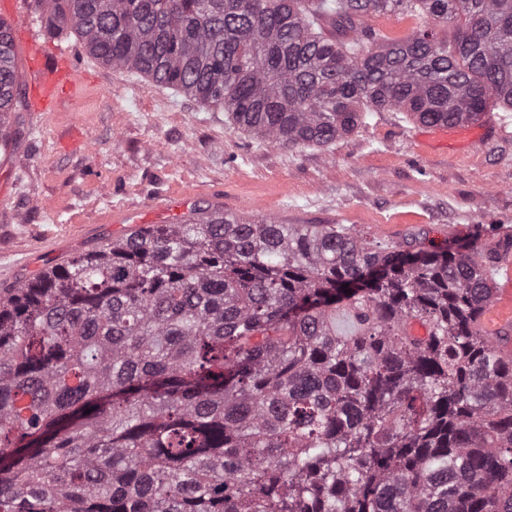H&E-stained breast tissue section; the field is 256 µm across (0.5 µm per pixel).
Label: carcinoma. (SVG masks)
<instances>
[{
    "label": "carcinoma",
    "mask_w": 512,
    "mask_h": 512,
    "mask_svg": "<svg viewBox=\"0 0 512 512\" xmlns=\"http://www.w3.org/2000/svg\"><path fill=\"white\" fill-rule=\"evenodd\" d=\"M53 2L49 33L283 148L512 112V0ZM387 14L425 22L322 27ZM20 106L0 20V142ZM510 254L203 208L1 289L0 512H512V357L478 324Z\"/></svg>",
    "instance_id": "1"
}]
</instances>
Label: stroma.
Segmentation results:
<instances>
[{
    "instance_id": "obj_1",
    "label": "stroma",
    "mask_w": 512,
    "mask_h": 512,
    "mask_svg": "<svg viewBox=\"0 0 512 512\" xmlns=\"http://www.w3.org/2000/svg\"><path fill=\"white\" fill-rule=\"evenodd\" d=\"M78 101L10 115L14 163L0 166V289L61 267L104 241L116 221L175 224L170 201L271 218L341 224L415 251L512 236V112L482 150L437 145L403 112H375L331 146L258 143L168 87L90 61Z\"/></svg>"
}]
</instances>
